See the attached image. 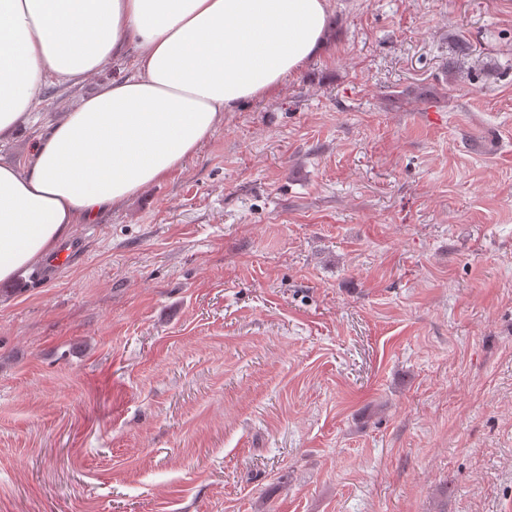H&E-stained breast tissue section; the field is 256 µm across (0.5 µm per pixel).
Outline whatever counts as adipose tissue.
Wrapping results in <instances>:
<instances>
[{"label": "adipose tissue", "instance_id": "ef3b65f1", "mask_svg": "<svg viewBox=\"0 0 512 512\" xmlns=\"http://www.w3.org/2000/svg\"><path fill=\"white\" fill-rule=\"evenodd\" d=\"M331 0H0V142L47 83L79 85L130 56L36 143L0 164V282L73 225L162 181L226 112L276 93L326 43Z\"/></svg>", "mask_w": 512, "mask_h": 512}]
</instances>
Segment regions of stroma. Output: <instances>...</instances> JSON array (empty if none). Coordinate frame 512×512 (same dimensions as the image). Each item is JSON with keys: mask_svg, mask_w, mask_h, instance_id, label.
I'll return each mask as SVG.
<instances>
[{"mask_svg": "<svg viewBox=\"0 0 512 512\" xmlns=\"http://www.w3.org/2000/svg\"><path fill=\"white\" fill-rule=\"evenodd\" d=\"M335 3L0 283V512H512V0ZM130 73L46 87L0 161Z\"/></svg>", "mask_w": 512, "mask_h": 512, "instance_id": "1", "label": "stroma"}]
</instances>
